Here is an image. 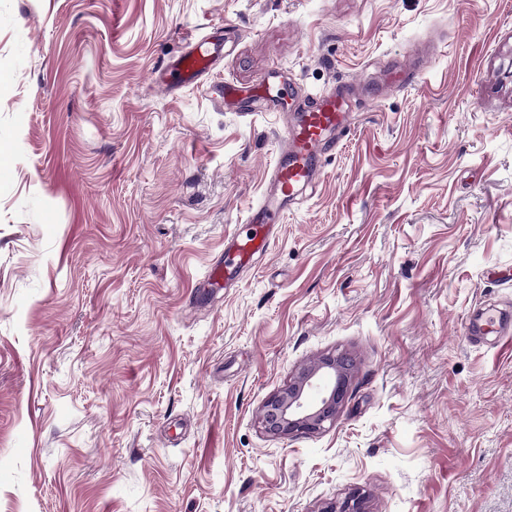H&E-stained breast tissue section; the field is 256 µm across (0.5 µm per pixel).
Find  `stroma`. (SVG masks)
<instances>
[{
    "label": "stroma",
    "mask_w": 512,
    "mask_h": 512,
    "mask_svg": "<svg viewBox=\"0 0 512 512\" xmlns=\"http://www.w3.org/2000/svg\"><path fill=\"white\" fill-rule=\"evenodd\" d=\"M216 32L208 76L154 85ZM511 66L512 0H0V512H512V349L465 334L512 333ZM341 82L317 190L200 294L283 114ZM341 351L335 425L267 435ZM223 94L224 102L230 101L239 112L247 115L263 112L268 107L267 95L254 89L224 86ZM354 368L344 352L322 356L302 368L286 389L265 401L262 429L274 437H289L333 426L348 396ZM314 387H320L322 395L311 401L308 393Z\"/></svg>",
    "instance_id": "obj_1"
}]
</instances>
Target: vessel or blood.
Returning <instances> with one entry per match:
<instances>
[{
	"mask_svg": "<svg viewBox=\"0 0 512 512\" xmlns=\"http://www.w3.org/2000/svg\"><path fill=\"white\" fill-rule=\"evenodd\" d=\"M217 57L216 44L188 40L174 65L153 81L167 90L194 82L211 70ZM224 98L248 115L268 107L267 95L254 89L228 86ZM306 100V105L297 107L283 121L276 158L266 174L265 192L229 234V252L223 261L210 266L205 287H226L270 251L285 212L308 187L320 181L323 163L334 151L337 135L352 125L356 107L345 86L307 95Z\"/></svg>",
	"mask_w": 512,
	"mask_h": 512,
	"instance_id": "obj_1",
	"label": "vessel or blood"
}]
</instances>
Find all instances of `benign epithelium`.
<instances>
[{
    "label": "benign epithelium",
    "instance_id": "7a95c632",
    "mask_svg": "<svg viewBox=\"0 0 512 512\" xmlns=\"http://www.w3.org/2000/svg\"><path fill=\"white\" fill-rule=\"evenodd\" d=\"M354 362L344 353L328 354L302 368L282 392L269 397L262 408V429L274 437L314 433L336 423V417L348 396ZM322 389L319 399L308 393ZM324 512H364L363 499L357 494L340 503H332Z\"/></svg>",
    "mask_w": 512,
    "mask_h": 512
}]
</instances>
